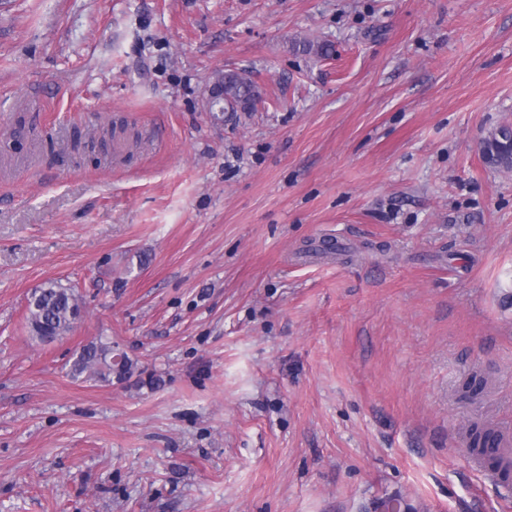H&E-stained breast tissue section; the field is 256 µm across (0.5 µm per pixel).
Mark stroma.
I'll list each match as a JSON object with an SVG mask.
<instances>
[{
  "mask_svg": "<svg viewBox=\"0 0 512 512\" xmlns=\"http://www.w3.org/2000/svg\"><path fill=\"white\" fill-rule=\"evenodd\" d=\"M504 123L512 0H0V512H512ZM217 82L224 83V96L222 97V94L219 93L220 91L215 89L214 96L211 97V85L209 89V103L210 108L212 103L213 108L217 107L215 112H225L221 108V100L215 99L216 97L224 100V108L228 112H252L256 103L260 100L261 95L258 86L252 80L236 71L230 70L219 73L215 84ZM482 155L486 163L512 169V125L502 124L482 143ZM35 298L36 303L33 300L29 307L28 323L33 322L56 336L70 331L76 320L74 310L79 307L71 289L54 284L41 288ZM48 331L42 333L46 343L56 341L57 337ZM111 356V343L102 340L91 342L78 353L69 372L75 379L88 375L100 382H111L112 367L109 364ZM496 444V440L491 436L490 433L479 431L478 429H471L470 431V446L469 449L472 452L486 457L489 466L492 469H497L500 466V461L497 456L501 457V463L503 466L512 465V448L508 442L503 443V448H496V455H489L488 449L493 448Z\"/></svg>",
  "mask_w": 512,
  "mask_h": 512,
  "instance_id": "stroma-1",
  "label": "stroma"
}]
</instances>
